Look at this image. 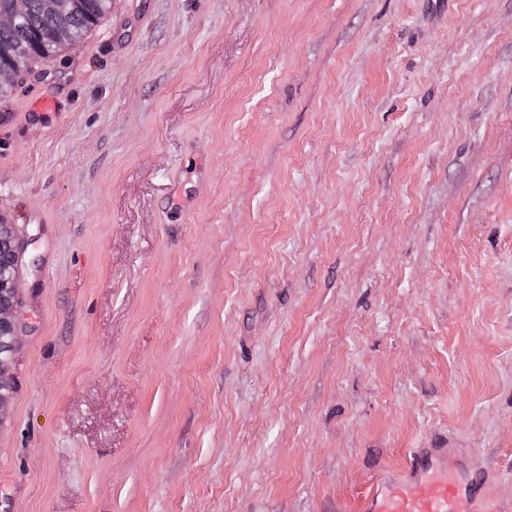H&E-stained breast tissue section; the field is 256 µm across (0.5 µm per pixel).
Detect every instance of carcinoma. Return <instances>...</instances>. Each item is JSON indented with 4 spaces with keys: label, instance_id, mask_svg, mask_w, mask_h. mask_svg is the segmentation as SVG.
I'll return each instance as SVG.
<instances>
[{
    "label": "carcinoma",
    "instance_id": "1",
    "mask_svg": "<svg viewBox=\"0 0 512 512\" xmlns=\"http://www.w3.org/2000/svg\"><path fill=\"white\" fill-rule=\"evenodd\" d=\"M82 8L75 13L49 15L43 0H28L27 11L13 27L0 31V66H8L16 57L31 61L39 60L37 49L48 48L58 53L63 46L53 42V32L66 28L74 35V43L92 27L96 26L107 12L111 0H81Z\"/></svg>",
    "mask_w": 512,
    "mask_h": 512
}]
</instances>
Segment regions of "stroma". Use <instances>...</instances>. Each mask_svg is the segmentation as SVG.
Returning a JSON list of instances; mask_svg holds the SVG:
<instances>
[{
    "label": "stroma",
    "instance_id": "obj_1",
    "mask_svg": "<svg viewBox=\"0 0 512 512\" xmlns=\"http://www.w3.org/2000/svg\"><path fill=\"white\" fill-rule=\"evenodd\" d=\"M0 212V512H360L413 448L512 512V0H112Z\"/></svg>",
    "mask_w": 512,
    "mask_h": 512
}]
</instances>
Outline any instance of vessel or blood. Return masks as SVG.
Instances as JSON below:
<instances>
[{"label": "vessel or blood", "mask_w": 512, "mask_h": 512, "mask_svg": "<svg viewBox=\"0 0 512 512\" xmlns=\"http://www.w3.org/2000/svg\"><path fill=\"white\" fill-rule=\"evenodd\" d=\"M487 468L455 448H415L409 463L372 484L361 512H489Z\"/></svg>", "instance_id": "vessel-or-blood-1"}]
</instances>
